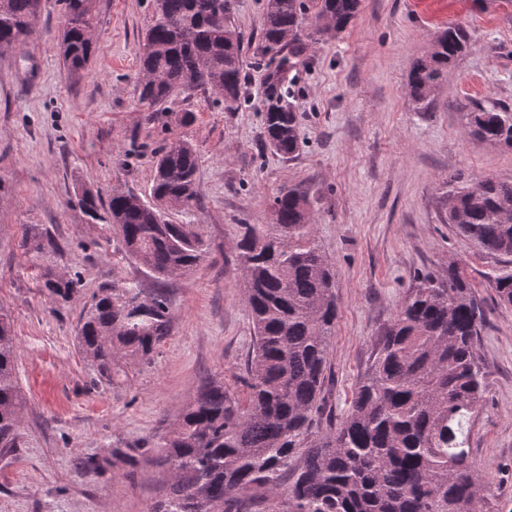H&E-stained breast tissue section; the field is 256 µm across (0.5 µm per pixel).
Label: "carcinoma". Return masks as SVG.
I'll list each match as a JSON object with an SVG mask.
<instances>
[{
    "mask_svg": "<svg viewBox=\"0 0 512 512\" xmlns=\"http://www.w3.org/2000/svg\"><path fill=\"white\" fill-rule=\"evenodd\" d=\"M153 4L139 49V103L163 112L172 98L203 88L235 110L246 79L242 39L231 23L235 0ZM359 7L360 0H265L254 56L266 67L260 112L267 150L286 158L298 152L287 74L313 35L343 31ZM64 11L63 63L79 72L93 53L92 0H64ZM37 24L35 0H0V50L20 45ZM469 48L467 31L453 25L416 61L408 93L417 111H430L448 65ZM464 117L474 138L512 148V112L500 103L477 101ZM198 170L193 145L176 140L157 153L150 198L117 192L101 213L86 192L79 206L111 225L127 254L156 278L187 276L207 247L199 225L174 224L168 215L193 206ZM271 212V224L240 225L234 252L253 326L241 378L246 396L213 381L156 446L144 441L116 447L109 458L84 457L76 473L134 467L156 451L171 479L155 512H494V493L470 460L467 427L484 400L477 346L485 319L459 267L418 278L384 327L351 408L315 436L336 329L335 269L312 238L306 191L279 192ZM448 223L480 252L507 259L490 282L499 301L512 305V182L486 176L453 187ZM78 286L46 273L44 287L63 301ZM170 326L164 289L104 288L81 318L78 339L108 380L121 357L149 360ZM19 428L16 342L0 312V454L20 447Z\"/></svg>",
    "mask_w": 512,
    "mask_h": 512,
    "instance_id": "1",
    "label": "carcinoma"
}]
</instances>
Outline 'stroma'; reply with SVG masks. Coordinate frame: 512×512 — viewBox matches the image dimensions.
<instances>
[{"instance_id":"1","label":"stroma","mask_w":512,"mask_h":512,"mask_svg":"<svg viewBox=\"0 0 512 512\" xmlns=\"http://www.w3.org/2000/svg\"><path fill=\"white\" fill-rule=\"evenodd\" d=\"M263 0H236L246 81L232 112L208 92L155 114L139 105L141 40L153 0H96L92 67L62 66V0H40L35 34L0 53V310L13 323L22 392L19 448L0 456V512H152L168 470L157 460L80 477L76 462L112 448L159 442L212 380L240 388L253 329L233 259L243 224L271 221L280 190L307 191L314 239L336 267V334L326 411L342 418L385 325L418 277L460 265L485 311L477 353L486 378L470 420L472 459L512 512V306L489 276L499 260L447 222L448 179L512 181V150L468 137L464 114L487 98L512 110V6L504 0H362L344 32L314 37L293 71L302 145L284 158L263 149L262 67L253 56ZM471 49L449 67L428 112L410 104L408 74L448 25ZM183 139L199 155L197 203L176 212L199 225L208 253L195 271L158 284L128 258L110 225L79 208L117 191L148 197L156 151ZM45 236L56 254L38 258ZM79 277L61 301L44 271ZM164 287L171 332L149 361L126 359L98 376L78 340L93 293Z\"/></svg>"}]
</instances>
